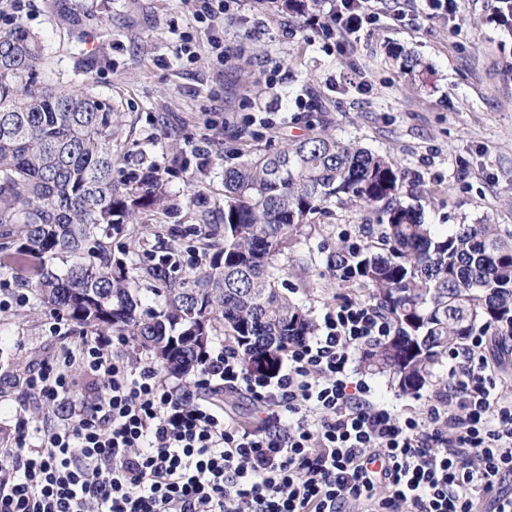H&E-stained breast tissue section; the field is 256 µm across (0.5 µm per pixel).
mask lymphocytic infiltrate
Masks as SVG:
<instances>
[{"label":"lymphocytic infiltrate","instance_id":"obj_1","mask_svg":"<svg viewBox=\"0 0 512 512\" xmlns=\"http://www.w3.org/2000/svg\"><path fill=\"white\" fill-rule=\"evenodd\" d=\"M389 333L376 305L342 304L273 373L221 344L182 389L109 354L125 337L82 338L26 374L45 416L15 413L0 512H512V399L484 338L449 366L445 396L403 416L354 376L356 351ZM227 392L250 396L259 426L225 410Z\"/></svg>","mask_w":512,"mask_h":512}]
</instances>
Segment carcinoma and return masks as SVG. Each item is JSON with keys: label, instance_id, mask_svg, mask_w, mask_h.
I'll return each mask as SVG.
<instances>
[{"label": "carcinoma", "instance_id": "cac0c4a2", "mask_svg": "<svg viewBox=\"0 0 512 512\" xmlns=\"http://www.w3.org/2000/svg\"><path fill=\"white\" fill-rule=\"evenodd\" d=\"M44 51L21 25L0 33V270L44 306L127 337L187 383L215 336L256 374L255 358L265 357L271 373L315 331L284 292L279 262L334 205L375 215L326 259L338 283L368 292L391 325L364 351L365 368L418 393L470 336L512 333V230L438 231L403 201L398 167L324 132L240 152L219 199L197 208L200 188L186 203L188 252L202 260L182 272L162 263L144 215L180 212L163 172L151 163L114 176L126 161L122 113L88 89L38 81ZM132 250L145 261L133 262ZM144 289L154 305L143 304Z\"/></svg>", "mask_w": 512, "mask_h": 512}]
</instances>
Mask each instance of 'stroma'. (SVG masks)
I'll return each mask as SVG.
<instances>
[{
	"mask_svg": "<svg viewBox=\"0 0 512 512\" xmlns=\"http://www.w3.org/2000/svg\"><path fill=\"white\" fill-rule=\"evenodd\" d=\"M328 0L305 14L278 11L273 0H232L211 23L186 0H25L22 24L41 38L39 81L93 85L124 114L125 171L155 163L172 197L184 204L196 182L210 198L223 191L221 169L234 149H276L313 130L389 158L405 175L404 194L440 228L487 221L512 228V31L493 17L491 0H375L356 48L311 24ZM218 32L229 56L217 61L208 37ZM192 54H185L184 45ZM421 63L404 71L395 53ZM209 139L224 161L199 170L193 149ZM363 212L333 208L281 266L294 299L311 318L336 304L367 302L338 287L330 249L355 239ZM0 272V448L14 437L22 402L17 378L28 367L74 348L84 330L62 322ZM374 396L404 415L423 411L438 387L402 393L388 376L360 370Z\"/></svg>",
	"mask_w": 512,
	"mask_h": 512,
	"instance_id": "1",
	"label": "stroma"
}]
</instances>
